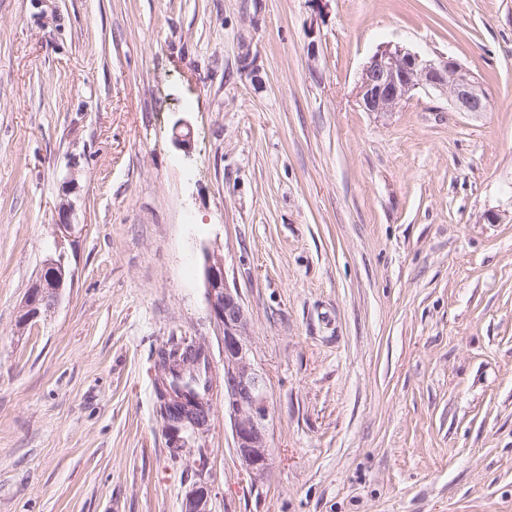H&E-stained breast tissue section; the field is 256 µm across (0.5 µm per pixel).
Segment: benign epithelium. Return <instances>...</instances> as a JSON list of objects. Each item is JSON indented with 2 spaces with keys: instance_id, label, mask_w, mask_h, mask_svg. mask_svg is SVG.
Listing matches in <instances>:
<instances>
[{
  "instance_id": "1",
  "label": "benign epithelium",
  "mask_w": 512,
  "mask_h": 512,
  "mask_svg": "<svg viewBox=\"0 0 512 512\" xmlns=\"http://www.w3.org/2000/svg\"><path fill=\"white\" fill-rule=\"evenodd\" d=\"M417 89L445 96L457 112L476 114L488 109L484 84L458 62L443 55L428 58L392 44L381 46L363 68L356 98L365 112H395ZM68 279L63 256L47 260L27 292L20 322L27 325L54 309ZM204 282L224 353L220 386L235 452L250 476L260 480L270 466L268 381L255 362L241 297L228 288L224 260L215 252L205 254ZM210 500V485L202 477L186 493L181 512H211Z\"/></svg>"
}]
</instances>
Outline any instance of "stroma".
Segmentation results:
<instances>
[{
    "label": "stroma",
    "instance_id": "1",
    "mask_svg": "<svg viewBox=\"0 0 512 512\" xmlns=\"http://www.w3.org/2000/svg\"><path fill=\"white\" fill-rule=\"evenodd\" d=\"M389 42L487 112L363 111ZM208 251L270 386L260 483L223 398L176 459L157 411L170 340L224 371ZM202 453L211 512H512V0H0V512H181ZM68 279L72 282V275L66 271L61 254L57 259L47 260L27 292L20 322L28 325L54 309L63 289L66 288Z\"/></svg>",
    "mask_w": 512,
    "mask_h": 512
}]
</instances>
